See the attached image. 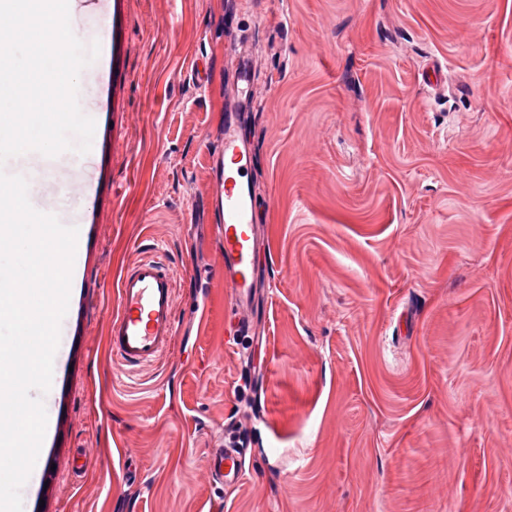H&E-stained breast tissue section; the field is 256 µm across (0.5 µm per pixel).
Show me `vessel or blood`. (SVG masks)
<instances>
[{
	"instance_id": "vessel-or-blood-1",
	"label": "vessel or blood",
	"mask_w": 512,
	"mask_h": 512,
	"mask_svg": "<svg viewBox=\"0 0 512 512\" xmlns=\"http://www.w3.org/2000/svg\"><path fill=\"white\" fill-rule=\"evenodd\" d=\"M239 117L224 118V181L219 196L218 231L222 237L224 284L232 305L230 327L235 335H248L258 286L254 259L265 247L256 221L253 188L248 178L250 151L237 134ZM177 281L163 260L142 257L128 264L118 280V310L109 325V344L124 365L142 367L156 363L170 348L177 320ZM212 474L229 483L245 475L242 449H216L210 461Z\"/></svg>"
}]
</instances>
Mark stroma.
<instances>
[{"label": "stroma", "instance_id": "obj_1", "mask_svg": "<svg viewBox=\"0 0 512 512\" xmlns=\"http://www.w3.org/2000/svg\"><path fill=\"white\" fill-rule=\"evenodd\" d=\"M74 23L112 37V81L79 76L90 153L1 167L80 234L24 512H512V0H101ZM229 112L267 242L250 336L225 330ZM147 255L178 320L132 368L107 330ZM217 448L212 454L210 469L217 479H223L224 484L239 483L245 475V459L242 448L227 445Z\"/></svg>", "mask_w": 512, "mask_h": 512}]
</instances>
